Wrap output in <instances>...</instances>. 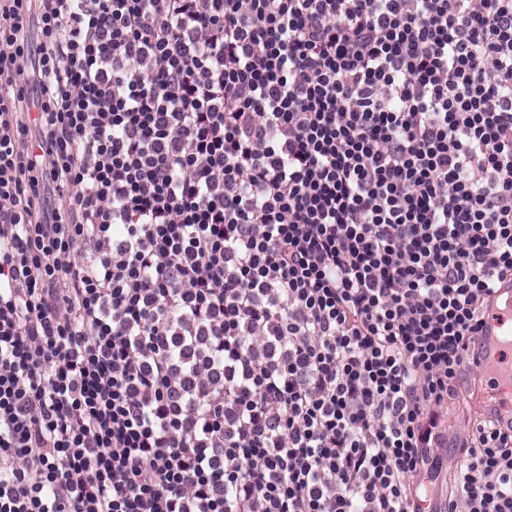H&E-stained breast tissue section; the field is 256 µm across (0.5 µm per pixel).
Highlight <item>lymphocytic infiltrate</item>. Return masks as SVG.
I'll use <instances>...</instances> for the list:
<instances>
[{
	"mask_svg": "<svg viewBox=\"0 0 512 512\" xmlns=\"http://www.w3.org/2000/svg\"><path fill=\"white\" fill-rule=\"evenodd\" d=\"M509 277L512 0H0V512H419Z\"/></svg>",
	"mask_w": 512,
	"mask_h": 512,
	"instance_id": "1",
	"label": "lymphocytic infiltrate"
}]
</instances>
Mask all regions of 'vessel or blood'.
Here are the masks:
<instances>
[{
  "instance_id": "vessel-or-blood-1",
  "label": "vessel or blood",
  "mask_w": 512,
  "mask_h": 512,
  "mask_svg": "<svg viewBox=\"0 0 512 512\" xmlns=\"http://www.w3.org/2000/svg\"><path fill=\"white\" fill-rule=\"evenodd\" d=\"M481 350L464 394L469 419L497 418L512 427V280L503 281L480 310Z\"/></svg>"
}]
</instances>
